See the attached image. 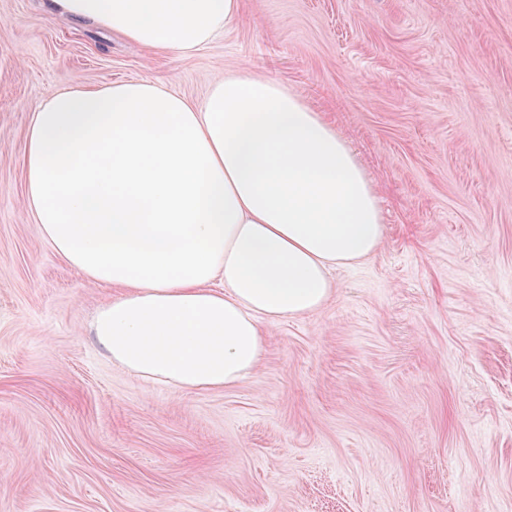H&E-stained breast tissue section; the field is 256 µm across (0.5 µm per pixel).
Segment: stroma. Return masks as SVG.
I'll list each match as a JSON object with an SVG mask.
<instances>
[{"instance_id": "obj_1", "label": "stroma", "mask_w": 512, "mask_h": 512, "mask_svg": "<svg viewBox=\"0 0 512 512\" xmlns=\"http://www.w3.org/2000/svg\"><path fill=\"white\" fill-rule=\"evenodd\" d=\"M279 80L373 183L384 238L234 385L113 364L24 207L66 88ZM0 512H512V0H240L194 57L0 0Z\"/></svg>"}]
</instances>
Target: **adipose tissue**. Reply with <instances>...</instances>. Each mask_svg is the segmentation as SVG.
<instances>
[{"label":"adipose tissue","instance_id":"1","mask_svg":"<svg viewBox=\"0 0 512 512\" xmlns=\"http://www.w3.org/2000/svg\"><path fill=\"white\" fill-rule=\"evenodd\" d=\"M53 14L190 58L240 0H49ZM23 203L92 283L91 333L154 383L202 391L260 364L262 323L320 309L331 269L380 246L351 145L278 80L233 73L194 102L162 82L53 96L25 136Z\"/></svg>","mask_w":512,"mask_h":512}]
</instances>
